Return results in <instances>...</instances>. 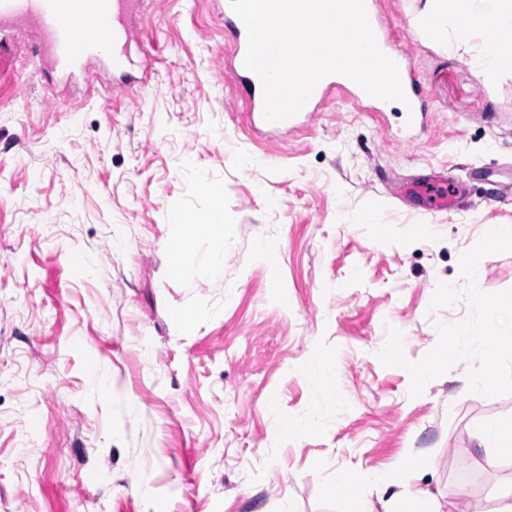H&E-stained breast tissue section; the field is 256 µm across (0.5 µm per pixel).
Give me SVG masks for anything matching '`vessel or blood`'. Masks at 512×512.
I'll return each instance as SVG.
<instances>
[{"mask_svg": "<svg viewBox=\"0 0 512 512\" xmlns=\"http://www.w3.org/2000/svg\"><path fill=\"white\" fill-rule=\"evenodd\" d=\"M139 0H0V32L36 29L40 34V60L49 64L70 84L89 83V69L100 65L128 78L133 61L128 51L131 28ZM224 24L234 33L232 63L245 83L253 124L266 126L262 86L244 65L247 32L232 9H225ZM380 50L398 66L409 103H416V79L404 54L378 39ZM342 75L324 77L314 88L308 103L316 105L336 89H355ZM415 194L437 208H448L454 196L447 183L416 186Z\"/></svg>", "mask_w": 512, "mask_h": 512, "instance_id": "1", "label": "vessel or blood"}]
</instances>
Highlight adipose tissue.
<instances>
[{
  "instance_id": "1",
  "label": "adipose tissue",
  "mask_w": 512,
  "mask_h": 512,
  "mask_svg": "<svg viewBox=\"0 0 512 512\" xmlns=\"http://www.w3.org/2000/svg\"><path fill=\"white\" fill-rule=\"evenodd\" d=\"M423 20L431 35L451 33L462 44L468 43L472 31H481V74H492L512 63L498 39L499 34L512 30V0H428Z\"/></svg>"
}]
</instances>
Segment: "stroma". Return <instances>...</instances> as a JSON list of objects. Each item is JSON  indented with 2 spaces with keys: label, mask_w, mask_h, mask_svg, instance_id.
Instances as JSON below:
<instances>
[{
  "label": "stroma",
  "mask_w": 512,
  "mask_h": 512,
  "mask_svg": "<svg viewBox=\"0 0 512 512\" xmlns=\"http://www.w3.org/2000/svg\"><path fill=\"white\" fill-rule=\"evenodd\" d=\"M426 3L378 2L414 125L347 92L252 126L222 0H147L150 78L99 69L108 110L38 70L37 31L0 43V512H402L418 488L495 512L512 456L475 432L512 421V351L486 354L512 333V242L486 234L512 226V67L480 75L481 36L429 35ZM436 172L454 209L394 195ZM343 469L390 482L361 499ZM375 4V0H365L366 11L371 28L374 32L380 50L386 56L392 59L398 66L402 86L410 104L411 121H415L418 117V114H421V112H419L417 103L416 79L412 74L411 69L407 65L405 55L391 47L381 35L379 30L378 16L375 12ZM228 223L224 212L218 211L193 225L196 232L207 235L212 243L209 259L211 267H219L223 264L224 246L227 237L224 229Z\"/></svg>",
  "instance_id": "obj_1"
}]
</instances>
